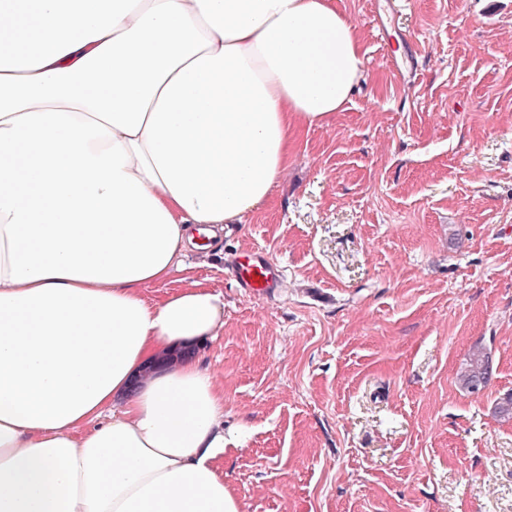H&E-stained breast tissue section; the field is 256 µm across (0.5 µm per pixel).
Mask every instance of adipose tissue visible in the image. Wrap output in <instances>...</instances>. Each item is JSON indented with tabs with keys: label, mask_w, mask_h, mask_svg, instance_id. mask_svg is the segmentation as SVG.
<instances>
[{
	"label": "adipose tissue",
	"mask_w": 512,
	"mask_h": 512,
	"mask_svg": "<svg viewBox=\"0 0 512 512\" xmlns=\"http://www.w3.org/2000/svg\"><path fill=\"white\" fill-rule=\"evenodd\" d=\"M364 77L336 0H0V512H242L189 250Z\"/></svg>",
	"instance_id": "adipose-tissue-1"
}]
</instances>
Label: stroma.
I'll list each match as a JSON object with an SVG mask.
<instances>
[{
	"mask_svg": "<svg viewBox=\"0 0 512 512\" xmlns=\"http://www.w3.org/2000/svg\"><path fill=\"white\" fill-rule=\"evenodd\" d=\"M367 80L188 276L243 512H512V0H337ZM266 250L278 297L227 257ZM490 352L477 395L456 374Z\"/></svg>",
	"mask_w": 512,
	"mask_h": 512,
	"instance_id": "35a3bbf8",
	"label": "stroma"
}]
</instances>
